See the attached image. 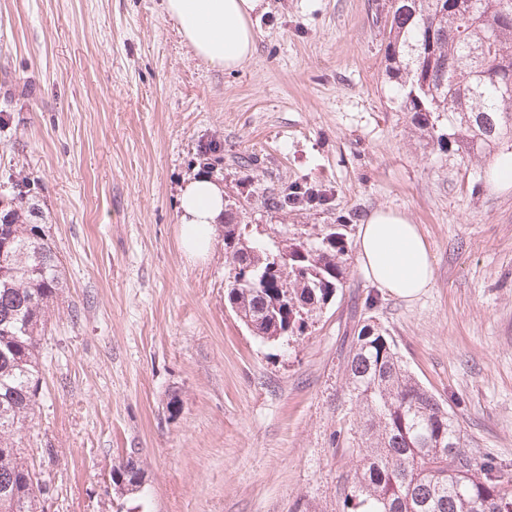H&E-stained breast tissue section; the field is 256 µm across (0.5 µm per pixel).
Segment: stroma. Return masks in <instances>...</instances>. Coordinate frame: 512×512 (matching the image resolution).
Here are the masks:
<instances>
[{"mask_svg":"<svg viewBox=\"0 0 512 512\" xmlns=\"http://www.w3.org/2000/svg\"><path fill=\"white\" fill-rule=\"evenodd\" d=\"M268 3L228 71L163 0H0V199L28 177L66 281L14 435L50 486L42 512H341L358 464L344 359L367 319L468 451L512 467V189L487 183L491 153L440 148L395 111L376 0ZM204 173L252 237L346 225V283L298 341L261 343L227 306L223 242L185 254L177 197ZM378 208L429 248L415 298L359 266ZM133 448L146 478L127 494L112 469Z\"/></svg>","mask_w":512,"mask_h":512,"instance_id":"35a3bbf8","label":"stroma"}]
</instances>
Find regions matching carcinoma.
<instances>
[{
	"mask_svg": "<svg viewBox=\"0 0 512 512\" xmlns=\"http://www.w3.org/2000/svg\"><path fill=\"white\" fill-rule=\"evenodd\" d=\"M502 0H385L373 23L385 42L393 104L412 113L437 144L486 150L512 138V98L488 72L512 76V18ZM459 61L448 67V59ZM26 179L0 201V512H37L47 485L13 441L39 399V351L50 303L63 292L55 248L31 203ZM247 225H224V251L238 268L225 301L262 343L304 335L344 286V233L326 224L313 238L253 243ZM285 253L288 261L276 263ZM349 400L359 409V465L346 478L343 512H512V469L466 450L458 420L415 379L394 341L361 325L344 361ZM114 484L137 492L144 462L131 450Z\"/></svg>",
	"mask_w": 512,
	"mask_h": 512,
	"instance_id": "cac0c4a2",
	"label": "carcinoma"
}]
</instances>
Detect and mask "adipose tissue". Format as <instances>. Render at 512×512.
I'll return each instance as SVG.
<instances>
[{
	"mask_svg": "<svg viewBox=\"0 0 512 512\" xmlns=\"http://www.w3.org/2000/svg\"><path fill=\"white\" fill-rule=\"evenodd\" d=\"M183 36L202 59L233 70L254 50L250 18L265 12L263 0H164ZM180 239L190 258L205 257L214 245V228L224 217V188L198 175L181 189ZM357 258L366 277L391 294L411 299L433 283V267L417 225L402 214L379 208L359 228Z\"/></svg>",
	"mask_w": 512,
	"mask_h": 512,
	"instance_id": "obj_1",
	"label": "adipose tissue"
}]
</instances>
